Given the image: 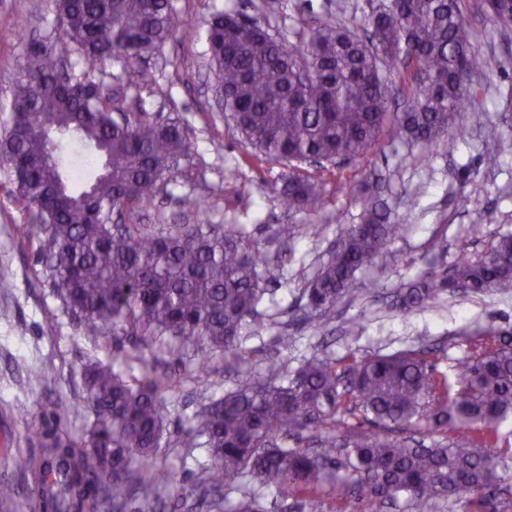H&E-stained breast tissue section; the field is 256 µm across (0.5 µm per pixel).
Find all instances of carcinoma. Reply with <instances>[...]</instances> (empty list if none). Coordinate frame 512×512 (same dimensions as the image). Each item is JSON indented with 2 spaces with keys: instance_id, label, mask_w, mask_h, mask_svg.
<instances>
[{
  "instance_id": "obj_1",
  "label": "carcinoma",
  "mask_w": 512,
  "mask_h": 512,
  "mask_svg": "<svg viewBox=\"0 0 512 512\" xmlns=\"http://www.w3.org/2000/svg\"><path fill=\"white\" fill-rule=\"evenodd\" d=\"M387 12L359 21L365 33L323 21L299 45L270 37L235 12L215 11L206 24L210 66L236 133L274 162L293 167L310 157L330 165L362 159L389 131L433 146L466 100L460 80L492 70L469 43L460 0H391ZM55 27L27 40L25 60L8 90L9 122L0 133V170L14 186L24 226L39 242V258L65 309L88 329L108 327L117 350L129 340L156 359L224 353L244 361L241 332L253 325L276 280L278 263L237 227L208 223L211 200L194 199L195 224H162L148 232L113 227L112 211L152 204L166 175L189 149L184 128L114 118L102 65L117 54L131 60L124 82L140 86L133 60L160 51L180 24L169 0H53ZM478 10L512 23V0H481ZM79 56L81 74L57 83L59 63ZM407 106L391 111V75ZM73 129L103 150L108 173L89 193H74L62 172L43 167L47 129ZM500 145L488 134L482 163L497 166ZM361 203L329 259L307 281L303 316L330 324L336 305L401 231L368 185L343 183ZM324 184L288 174L281 196L290 210L314 215ZM512 292V235H502L478 260L460 256L448 274H425L397 292L392 306L422 307L439 294ZM453 379L437 375L430 348L364 355L337 370L314 354L294 370L271 362L220 397L208 396L190 417L184 448L205 449L194 507L206 512H269L262 490L300 497L301 512H324L319 492L357 489L360 512L404 501L406 512H433L437 503L486 501L505 476L497 432L512 422V332L478 329ZM88 399L49 397L36 432L40 448L16 466L38 489L31 512H158L172 474L157 464L166 430L167 374L140 379L98 363L85 366ZM359 412L374 429L336 430L340 408ZM86 413V435L62 428ZM409 430L402 438L397 430ZM309 437L318 447H300ZM239 498L228 505L227 495Z\"/></svg>"
}]
</instances>
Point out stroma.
<instances>
[{"instance_id":"obj_1","label":"stroma","mask_w":512,"mask_h":512,"mask_svg":"<svg viewBox=\"0 0 512 512\" xmlns=\"http://www.w3.org/2000/svg\"><path fill=\"white\" fill-rule=\"evenodd\" d=\"M380 0H172L180 22L194 28V36L175 34L160 52L140 60L139 89L123 83V62L113 59L105 67L116 93L114 106L136 112L152 121L180 123L192 146L169 175L156 201L145 208L127 210V224H191L192 200L209 195V221L245 228L270 259L281 258L282 268L271 288L274 302L262 307L261 328L251 330L241 347L251 354L250 368L228 369L222 356L208 362L210 394L220 396L239 386L246 372L264 373L269 360L296 367L314 354L339 358L366 353H394L420 345L438 349V371L452 373L465 350L456 332L470 327L512 331V294L442 296L436 303L402 312L393 309L394 293L428 272L442 273L462 255L478 259L502 234H512V28H502L478 12L474 0H461L474 47L495 59L497 69L468 80L469 108L458 116L460 131L453 146L426 147L400 138L387 140L365 158L341 167L311 168L325 183L324 206L317 216L286 210L280 189L289 168L274 163L242 144L223 113L217 112L211 91L214 75L206 54L204 21L213 10H234L257 19L270 33L299 43L316 22L344 24L361 19ZM31 19L30 35L48 34L55 24L52 0H0V102L23 60L25 45L18 40L14 19ZM501 138L497 166L480 162L487 133ZM375 175L383 186L393 217L403 220L406 231L390 245L383 261L357 275L358 290L336 307L329 332L315 331L311 322L297 320L292 311L305 281L329 257L343 228L360 221L361 206L339 178L361 179ZM251 186L240 194L241 182ZM23 221L13 200L11 185L0 177V272L7 273L12 288L0 291V483L18 485L20 496L13 512H30L34 489L17 470L18 454L37 447L35 429L42 420L47 397L80 402L85 397L82 371L86 364L113 362L112 334H89L85 326L63 310L39 259L36 237L22 234ZM296 227V236L281 242L276 228ZM321 233H314L313 225ZM56 330L46 334L47 321ZM286 322L297 338L295 346L277 350L272 322ZM361 325L358 336L348 329ZM45 368L49 378L38 381L29 369ZM166 371L173 387L166 395L165 417L171 444L161 448L158 462L173 475L164 500L190 495L197 476L196 463L203 450L180 448L188 420L198 406V361L168 360ZM29 413L19 416L17 404Z\"/></svg>"}]
</instances>
